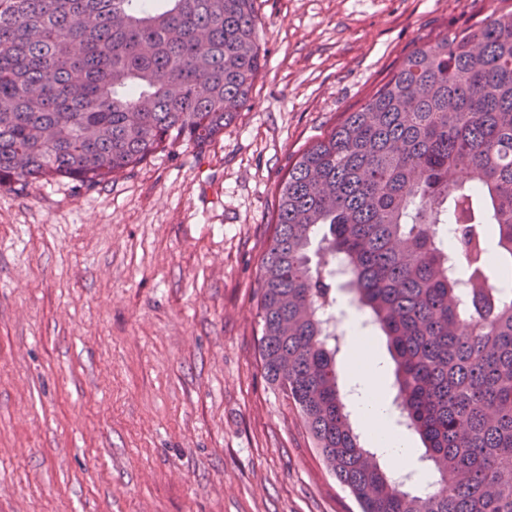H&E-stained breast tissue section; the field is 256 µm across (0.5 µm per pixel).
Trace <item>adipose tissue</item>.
Returning a JSON list of instances; mask_svg holds the SVG:
<instances>
[{
    "mask_svg": "<svg viewBox=\"0 0 512 512\" xmlns=\"http://www.w3.org/2000/svg\"><path fill=\"white\" fill-rule=\"evenodd\" d=\"M345 327V342L351 355L348 372L354 409L372 433L378 451L394 470L399 473L410 470L415 466V458L408 440L393 423L384 386L383 361L373 343L366 339L357 315H350Z\"/></svg>",
    "mask_w": 512,
    "mask_h": 512,
    "instance_id": "obj_1",
    "label": "adipose tissue"
}]
</instances>
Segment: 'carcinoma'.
I'll return each mask as SVG.
<instances>
[{"instance_id":"cac0c4a2","label":"carcinoma","mask_w":512,"mask_h":512,"mask_svg":"<svg viewBox=\"0 0 512 512\" xmlns=\"http://www.w3.org/2000/svg\"><path fill=\"white\" fill-rule=\"evenodd\" d=\"M256 0H0V188L95 187L201 148L264 67ZM256 291L265 379L360 512H512V11L410 53L277 185ZM502 266L487 264L490 243ZM387 336L400 426L439 474L377 466L342 400L322 311L332 262Z\"/></svg>"}]
</instances>
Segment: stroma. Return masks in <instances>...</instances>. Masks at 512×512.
I'll return each mask as SVG.
<instances>
[{
    "mask_svg": "<svg viewBox=\"0 0 512 512\" xmlns=\"http://www.w3.org/2000/svg\"><path fill=\"white\" fill-rule=\"evenodd\" d=\"M501 0H258L249 106L94 189L0 188V512H359L269 384L255 290L300 154Z\"/></svg>",
    "mask_w": 512,
    "mask_h": 512,
    "instance_id": "obj_1",
    "label": "stroma"
}]
</instances>
